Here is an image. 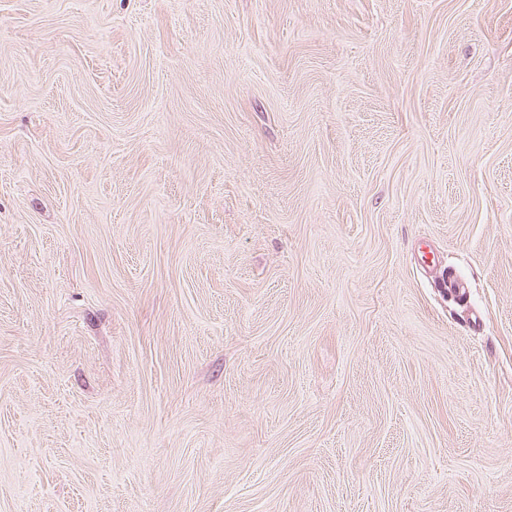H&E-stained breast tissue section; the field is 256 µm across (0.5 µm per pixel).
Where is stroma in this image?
<instances>
[{"label": "stroma", "mask_w": 512, "mask_h": 512, "mask_svg": "<svg viewBox=\"0 0 512 512\" xmlns=\"http://www.w3.org/2000/svg\"><path fill=\"white\" fill-rule=\"evenodd\" d=\"M0 512H512V0H0Z\"/></svg>", "instance_id": "obj_1"}]
</instances>
